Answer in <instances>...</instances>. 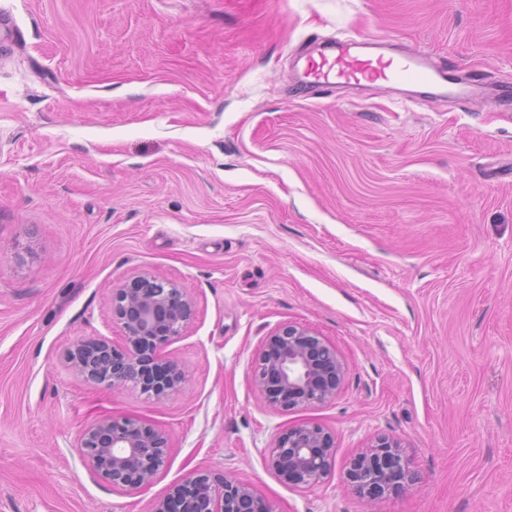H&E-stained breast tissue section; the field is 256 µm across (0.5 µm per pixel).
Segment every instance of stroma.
<instances>
[{
	"mask_svg": "<svg viewBox=\"0 0 512 512\" xmlns=\"http://www.w3.org/2000/svg\"><path fill=\"white\" fill-rule=\"evenodd\" d=\"M382 35L512 85V0H0V512H150L194 470L275 512H512V109L300 90L310 39ZM141 273L195 303L159 401L65 360L121 344L110 296ZM287 322L345 379L281 413L251 363ZM109 415L169 437L133 495L77 448ZM302 421L336 436L304 490L264 460ZM381 437L417 482L369 503L346 469Z\"/></svg>",
	"mask_w": 512,
	"mask_h": 512,
	"instance_id": "stroma-1",
	"label": "stroma"
}]
</instances>
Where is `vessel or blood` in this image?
<instances>
[{"label":"vessel or blood","mask_w":512,"mask_h":512,"mask_svg":"<svg viewBox=\"0 0 512 512\" xmlns=\"http://www.w3.org/2000/svg\"><path fill=\"white\" fill-rule=\"evenodd\" d=\"M304 82L315 87L385 83L435 87L450 83L459 99L466 101L471 95L470 85L462 76H449L447 70L432 65L421 52L389 55L384 44L375 43L366 49L351 40L329 42L317 54L309 56Z\"/></svg>","instance_id":"b4317fda"}]
</instances>
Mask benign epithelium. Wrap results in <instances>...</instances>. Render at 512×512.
<instances>
[{
  "instance_id": "benign-epithelium-1",
  "label": "benign epithelium",
  "mask_w": 512,
  "mask_h": 512,
  "mask_svg": "<svg viewBox=\"0 0 512 512\" xmlns=\"http://www.w3.org/2000/svg\"><path fill=\"white\" fill-rule=\"evenodd\" d=\"M194 315L186 291L144 273L112 292V317L123 329L124 346L105 338L77 341L67 352L72 371L93 386L132 385L161 400L178 390L184 373L163 348L178 338ZM253 383L265 402L280 411L311 407L336 397L345 367L336 347L312 328L283 323L264 337L253 360ZM86 467L116 489L133 492L151 484L169 458V438L151 423L104 417L79 441ZM335 436L305 421L279 431L267 449V467L296 488L321 482L335 461ZM346 479L358 496L374 501L413 485L409 463L386 438L349 463ZM150 512H274L249 482L221 472L196 471L156 497Z\"/></svg>"
}]
</instances>
